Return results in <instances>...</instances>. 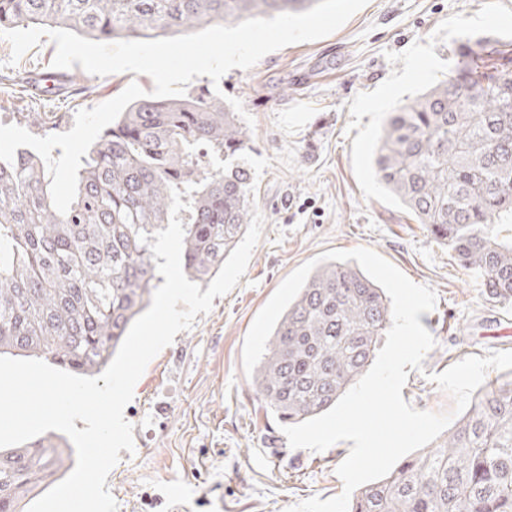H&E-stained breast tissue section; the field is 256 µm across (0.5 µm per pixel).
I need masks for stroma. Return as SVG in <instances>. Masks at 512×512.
I'll list each match as a JSON object with an SVG mask.
<instances>
[{
	"label": "stroma",
	"mask_w": 512,
	"mask_h": 512,
	"mask_svg": "<svg viewBox=\"0 0 512 512\" xmlns=\"http://www.w3.org/2000/svg\"><path fill=\"white\" fill-rule=\"evenodd\" d=\"M512 45V0H367L336 32L264 56L220 80L254 120L244 161L254 176L262 235L245 274L209 313L147 365L124 410L134 452H121L107 485L118 512H286L339 495L336 473L351 448H291L242 367L259 311L300 265L329 250L368 247L432 288L420 323L436 344L410 371L403 399L442 412L451 398L430 381L461 359L512 350V303L488 300L477 274L396 201L374 175L375 145L391 112L461 68L459 45ZM56 45L42 37L19 61L0 38V124L37 136L72 128L76 112L151 77H99L69 69L79 90L44 97L30 75L51 71Z\"/></svg>",
	"instance_id": "stroma-1"
}]
</instances>
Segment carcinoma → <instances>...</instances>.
<instances>
[{"instance_id": "cac0c4a2", "label": "carcinoma", "mask_w": 512, "mask_h": 512, "mask_svg": "<svg viewBox=\"0 0 512 512\" xmlns=\"http://www.w3.org/2000/svg\"><path fill=\"white\" fill-rule=\"evenodd\" d=\"M319 0H0V28L52 24L106 40L151 39L201 25L299 12ZM250 135L207 87L132 102L81 157L77 196L58 214L42 158L0 161V355L46 358L92 377L150 306L159 275L149 245L168 226L170 190L182 266L206 282L242 239ZM393 196L512 303V71L481 65L391 113L375 158ZM148 235L142 243L139 234ZM392 312L354 264L319 265L276 324L253 385L284 425L324 413L375 357ZM73 465L49 436L0 451V512H24ZM349 512H512V376L495 378L448 436L360 488Z\"/></svg>"}]
</instances>
